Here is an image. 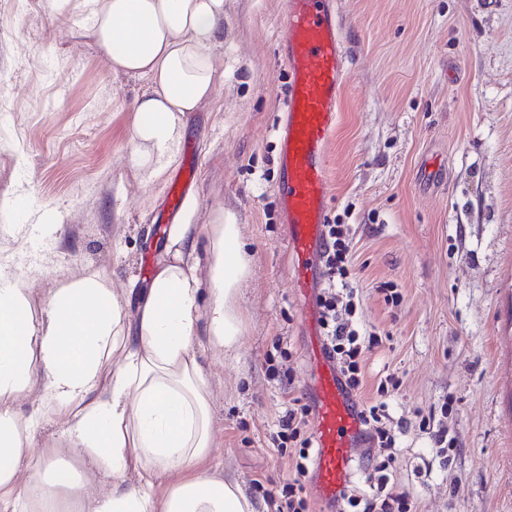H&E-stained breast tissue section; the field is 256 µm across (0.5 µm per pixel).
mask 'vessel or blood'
<instances>
[{
	"mask_svg": "<svg viewBox=\"0 0 512 512\" xmlns=\"http://www.w3.org/2000/svg\"><path fill=\"white\" fill-rule=\"evenodd\" d=\"M278 52L289 71L288 106L278 126L281 220L288 227L291 282L303 301L316 405L315 481L322 500L338 497L360 446L359 420L323 340L312 298L320 286L331 195L327 147L336 133L347 57L335 0H284Z\"/></svg>",
	"mask_w": 512,
	"mask_h": 512,
	"instance_id": "obj_1",
	"label": "vessel or blood"
}]
</instances>
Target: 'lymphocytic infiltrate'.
I'll return each instance as SVG.
<instances>
[{"instance_id": "f902f5d3", "label": "lymphocytic infiltrate", "mask_w": 512, "mask_h": 512, "mask_svg": "<svg viewBox=\"0 0 512 512\" xmlns=\"http://www.w3.org/2000/svg\"><path fill=\"white\" fill-rule=\"evenodd\" d=\"M350 252V243L345 239L340 225H326L323 263L326 286L317 296V305L327 352L336 362L345 388L359 398L365 385L362 375L364 347L377 345L378 339L374 336L362 338L354 323L359 296L357 289L349 282ZM398 385V379L390 374L377 386L378 401L367 402L359 398L357 415L365 445L364 458L350 469L342 492L330 504L332 512H347L349 507L355 506L365 484L371 481L373 471L379 468L377 452H384L387 461H394L395 439L386 426L388 413L385 397L390 388ZM312 415L311 405L292 399L278 421L280 438L298 444L299 449L293 477L283 485L278 495L271 498L274 512H312L304 495L305 484L311 474L314 442Z\"/></svg>"}]
</instances>
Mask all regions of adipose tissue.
Returning a JSON list of instances; mask_svg holds the SVG:
<instances>
[{"label": "adipose tissue", "mask_w": 512, "mask_h": 512, "mask_svg": "<svg viewBox=\"0 0 512 512\" xmlns=\"http://www.w3.org/2000/svg\"><path fill=\"white\" fill-rule=\"evenodd\" d=\"M58 28L96 48L116 75L147 79L133 103L135 172L186 134L188 115L216 100L224 63V0H53ZM188 214L164 230L163 257L135 305L110 276L88 272L50 293L42 315L20 276L0 284V512H256L237 480L204 468L211 394L196 337L217 355L241 336L238 295L251 263L236 213ZM37 393L31 412L22 395ZM45 416L63 445L36 447ZM33 474L20 482L21 470ZM174 480L156 489L155 477ZM110 477L96 492L91 475Z\"/></svg>", "instance_id": "1"}]
</instances>
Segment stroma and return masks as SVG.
I'll list each match as a JSON object with an SVG mask.
<instances>
[{"instance_id": "stroma-1", "label": "stroma", "mask_w": 512, "mask_h": 512, "mask_svg": "<svg viewBox=\"0 0 512 512\" xmlns=\"http://www.w3.org/2000/svg\"><path fill=\"white\" fill-rule=\"evenodd\" d=\"M50 2L0 0V267L32 281L37 312L52 288L94 269L116 288H146L141 263L162 256L156 218L193 151L195 223L234 210L251 260L236 355L195 341L214 427L204 465L270 512L296 455L272 436L289 398L309 400L276 193L282 0H226L220 95L192 114L173 163L138 176L128 139L148 81L112 74L93 46L57 30ZM337 9L349 72L327 214L348 227L357 318L383 338L366 353L362 397L387 373L401 382L387 400L399 446L388 487L419 512H512V0ZM437 167L444 185H424ZM439 430L454 452L440 451Z\"/></svg>"}]
</instances>
